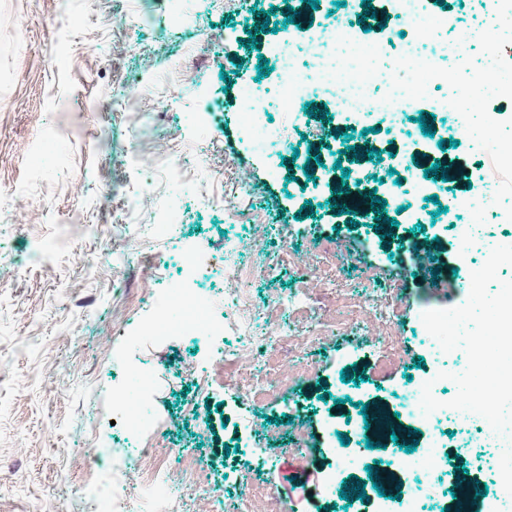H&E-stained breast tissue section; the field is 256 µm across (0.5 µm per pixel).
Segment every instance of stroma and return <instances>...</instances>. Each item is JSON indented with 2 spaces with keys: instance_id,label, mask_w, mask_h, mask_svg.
<instances>
[{
  "instance_id": "obj_1",
  "label": "stroma",
  "mask_w": 512,
  "mask_h": 512,
  "mask_svg": "<svg viewBox=\"0 0 512 512\" xmlns=\"http://www.w3.org/2000/svg\"><path fill=\"white\" fill-rule=\"evenodd\" d=\"M444 2L457 17L456 36L483 59L489 44L480 0ZM188 3L189 21L174 27L166 0H0V512H94L83 483L95 476L101 449L124 445L110 397L123 376L117 355L126 332L176 275L183 245L205 248L209 267L196 286L219 292L224 242L249 239L256 218L280 278L252 283L254 330H287L299 342H272L228 370L219 344L175 336L145 347L140 362L162 377L160 410L174 412L190 387L200 409L227 421L214 432L202 417L174 422L157 453L190 455L210 471L214 498L188 497L184 512H237L246 488L253 512H368L376 491L352 504L321 490L331 461L325 423L346 433L344 449L358 469L395 470L394 455L365 448L346 420L370 399L403 411L410 378L434 366L420 336L421 307L452 308L469 294L472 268L456 258L455 226L466 218L449 224L438 208L477 198V256L505 238L499 217L512 206V186L498 175L496 157L501 142L512 143V85L478 101V110L509 119L479 149L456 145L447 118L432 122L436 139L450 142L432 147V157L482 169L487 182L476 192L464 180L451 191L436 185L437 202H421L428 234L443 244V267L458 268L454 279L440 276L431 286L414 276L417 256L394 251L413 241L409 223L385 240L375 225L342 223L331 210L332 185L342 177L334 158L315 167V183L291 179L285 166L273 179L268 155L242 138L239 115L258 59L238 57L236 41L255 11L280 22L301 11V0ZM140 14L145 24H133ZM176 60L184 74L175 82L168 70ZM197 110L211 115L209 137L188 149L203 152L217 178L185 191L171 238L130 245L135 225L155 223L173 190L159 158ZM46 148L50 163L32 171L30 159ZM126 150L134 161L123 160ZM209 195L221 196L223 209L208 205ZM308 201L312 215L299 216ZM339 238L342 255L329 248ZM308 258L316 276L300 273ZM294 288L310 290L306 310L289 306ZM352 369L364 371V381L342 382ZM266 416L276 419L274 430L242 440L243 424ZM438 432L446 463L468 468L479 487H494L491 452L477 447L475 430L452 433L442 422Z\"/></svg>"
}]
</instances>
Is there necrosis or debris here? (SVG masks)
Returning a JSON list of instances; mask_svg holds the SVG:
<instances>
[{
  "instance_id": "4bbe7bcc",
  "label": "necrosis or debris",
  "mask_w": 512,
  "mask_h": 512,
  "mask_svg": "<svg viewBox=\"0 0 512 512\" xmlns=\"http://www.w3.org/2000/svg\"><path fill=\"white\" fill-rule=\"evenodd\" d=\"M383 12L402 22L407 30L396 52L382 44L356 38L348 20L356 0H346L344 20L331 27H309L305 38L310 58H302L293 37H276L270 55L276 62L274 78L276 101L268 103L261 93L252 94L242 114L244 136L261 149H269L285 137L282 127L268 119L269 107L290 118H297L301 100L317 92L328 94L337 109L349 117L357 129L371 126L377 116L396 123L404 113L426 104L431 112L447 116L457 128L460 140L481 143L494 137L501 116L487 113L482 130H475L471 114L475 106L468 90L487 85L493 76L512 69V62L497 58L487 68H471L461 44L448 39L457 20L444 12L433 13L427 0H383ZM411 66L413 80L402 85L392 77L395 64ZM223 315H216L212 298L198 290L195 282L208 263L196 248H186L181 256V274L160 289L151 315L127 338L126 378L112 390V413L119 416L124 431L138 449L130 458L138 479L128 482L126 468L101 457L98 477L85 487L97 512H150L155 502L166 503L174 512L183 497L206 496L210 490L196 464L189 458L180 461L159 459L153 449L143 447L144 439H157L169 420L155 405L160 377L150 367L138 364L136 352L169 337L195 336L212 339L231 336L234 347L226 348L225 358L266 345L267 337L255 335L252 314L255 310L249 283L270 279L277 270L256 242L228 241L225 246ZM420 388H413L407 415L423 434L429 455L397 452L399 468L408 477L419 478L428 492H435L434 458L438 448L434 417L424 416Z\"/></svg>"
}]
</instances>
